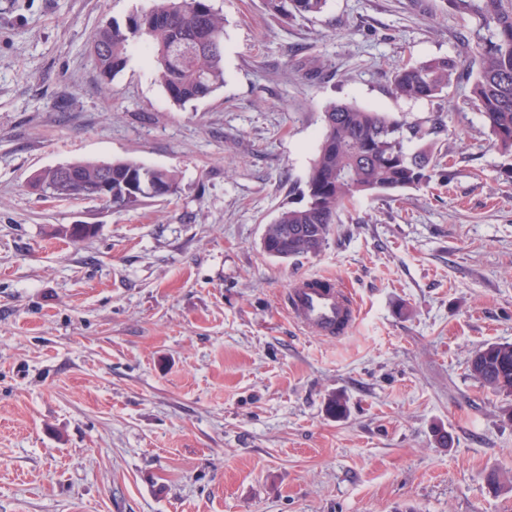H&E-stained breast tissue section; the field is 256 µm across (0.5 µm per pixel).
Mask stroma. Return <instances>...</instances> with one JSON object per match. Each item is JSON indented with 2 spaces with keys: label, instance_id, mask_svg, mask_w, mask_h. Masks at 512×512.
I'll use <instances>...</instances> for the list:
<instances>
[{
  "label": "stroma",
  "instance_id": "obj_1",
  "mask_svg": "<svg viewBox=\"0 0 512 512\" xmlns=\"http://www.w3.org/2000/svg\"><path fill=\"white\" fill-rule=\"evenodd\" d=\"M212 4L225 82L180 106L140 47L111 79L89 53L151 0H0V512H512L506 400L467 369L512 343V154L469 80L391 93L405 60L473 59L471 21L448 0ZM332 102L442 116L446 175L364 194L320 253L272 257ZM116 160L175 171L177 195L118 211L30 186ZM301 274L351 290L346 337L290 318ZM265 10L274 17L290 15L313 16L321 14L328 0H263Z\"/></svg>",
  "mask_w": 512,
  "mask_h": 512
}]
</instances>
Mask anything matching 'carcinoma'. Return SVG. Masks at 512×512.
I'll return each mask as SVG.
<instances>
[{
  "label": "carcinoma",
  "mask_w": 512,
  "mask_h": 512,
  "mask_svg": "<svg viewBox=\"0 0 512 512\" xmlns=\"http://www.w3.org/2000/svg\"><path fill=\"white\" fill-rule=\"evenodd\" d=\"M274 17L321 14L328 0H263ZM454 14L468 18L475 46L476 74L465 102L482 117L492 145L512 152V0H448ZM224 17L210 0H154L152 8L126 27L112 24L95 34L90 47L100 71L114 77L126 67L129 49L142 45L167 96L184 105L210 96L224 84ZM463 79L448 57L405 63L393 73L391 93L400 99L428 100L450 94ZM317 157L305 180L307 202L283 210L269 225L265 251L278 258L316 254L324 245L338 211L355 196L396 192L431 181L438 163L425 147L410 150L430 132L404 118L350 103H331ZM76 180L55 184L58 196L86 190L101 171L98 162H75ZM114 179L135 174L136 188L149 180L178 190L175 172L135 161L112 162ZM124 188L112 185V207L132 210ZM96 226L70 225L61 233L73 241L91 237ZM469 374L493 392L512 396V344H490L468 363Z\"/></svg>",
  "instance_id": "cac0c4a2"
}]
</instances>
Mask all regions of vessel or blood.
I'll return each mask as SVG.
<instances>
[{"label":"vessel or blood","instance_id":"obj_1","mask_svg":"<svg viewBox=\"0 0 512 512\" xmlns=\"http://www.w3.org/2000/svg\"><path fill=\"white\" fill-rule=\"evenodd\" d=\"M285 299L290 315L317 337H342L358 317L356 299L329 276L295 278Z\"/></svg>","mask_w":512,"mask_h":512}]
</instances>
